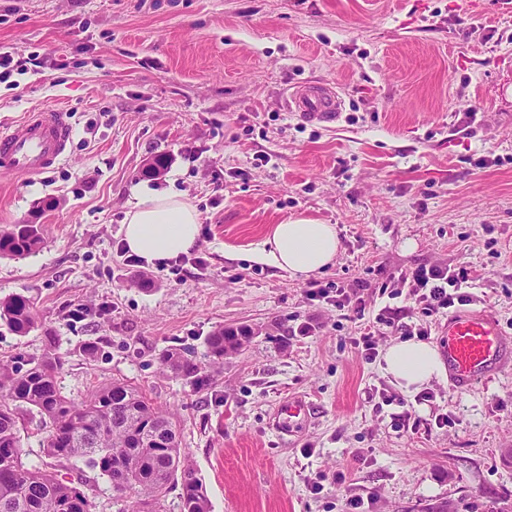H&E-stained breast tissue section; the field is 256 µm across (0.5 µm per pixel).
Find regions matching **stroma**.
<instances>
[{
    "label": "stroma",
    "mask_w": 512,
    "mask_h": 512,
    "mask_svg": "<svg viewBox=\"0 0 512 512\" xmlns=\"http://www.w3.org/2000/svg\"><path fill=\"white\" fill-rule=\"evenodd\" d=\"M27 72L0 82V123L66 111L72 141L48 173H0V229L45 227L43 248L0 258V296L34 298L37 326L0 327V359L40 358L55 340L74 399L127 380L174 412L212 512H512V373L460 394L447 383L403 397L416 430L394 425L397 396L353 338L378 349L403 329L437 343L400 272L466 265L472 309L512 334V9L503 0H0V53ZM327 84L336 123L287 112V89ZM159 155L168 166L146 169ZM174 189L199 215L185 261L129 260L123 223L144 191ZM335 225V263L317 280L356 294L363 319L305 294L308 280L256 259L273 225ZM402 310L400 329L380 324ZM83 310L80 319L69 311ZM309 335H297L299 325ZM255 336L197 392L160 364L204 360L219 326ZM100 348L88 360L89 344ZM318 418L287 443L270 428L288 396ZM23 412V462L42 452ZM68 474L117 512L106 477Z\"/></svg>",
    "instance_id": "stroma-1"
}]
</instances>
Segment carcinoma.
<instances>
[{
  "mask_svg": "<svg viewBox=\"0 0 512 512\" xmlns=\"http://www.w3.org/2000/svg\"><path fill=\"white\" fill-rule=\"evenodd\" d=\"M44 225L14 224L0 231V257L22 258L40 250ZM25 336L37 326L34 302L21 293L0 297V326ZM253 336L247 325L219 327L207 337L206 362L171 347L161 365L196 391L206 389L224 357ZM62 361L54 339L39 360L22 370L0 360V512H93L95 505L65 476L20 459V410H36L43 450L58 462L80 460L108 478L118 512H163L166 494L180 488V512H211L197 470L181 451L177 418L151 402L131 382L116 380L77 401L58 384Z\"/></svg>",
  "mask_w": 512,
  "mask_h": 512,
  "instance_id": "1",
  "label": "carcinoma"
}]
</instances>
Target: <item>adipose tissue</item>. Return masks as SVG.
Returning <instances> with one entry per match:
<instances>
[{"label": "adipose tissue", "instance_id": "obj_1", "mask_svg": "<svg viewBox=\"0 0 512 512\" xmlns=\"http://www.w3.org/2000/svg\"><path fill=\"white\" fill-rule=\"evenodd\" d=\"M199 235L196 210L181 194L172 191L146 192L128 212L123 228L126 248L150 263H163L189 253ZM340 246L335 225L299 218L274 225L256 253L276 269L310 276L334 263ZM379 368L398 390L407 394L446 377L438 347L415 339L386 347Z\"/></svg>", "mask_w": 512, "mask_h": 512}]
</instances>
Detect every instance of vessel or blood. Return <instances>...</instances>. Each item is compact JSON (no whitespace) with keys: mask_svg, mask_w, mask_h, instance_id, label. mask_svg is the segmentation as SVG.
Returning a JSON list of instances; mask_svg holds the SVG:
<instances>
[{"mask_svg":"<svg viewBox=\"0 0 512 512\" xmlns=\"http://www.w3.org/2000/svg\"><path fill=\"white\" fill-rule=\"evenodd\" d=\"M288 111L310 123L331 124L343 111L337 91L321 84H304L287 94ZM71 128L59 108L28 112L10 127L0 128V172L38 177L66 154ZM452 390L463 393L496 375L512 371V336L496 316L486 310H459L449 314L440 338ZM316 414L315 406L293 397L274 415L271 428L277 434L300 433Z\"/></svg>","mask_w":512,"mask_h":512,"instance_id":"b4317fda","label":"vessel or blood"}]
</instances>
